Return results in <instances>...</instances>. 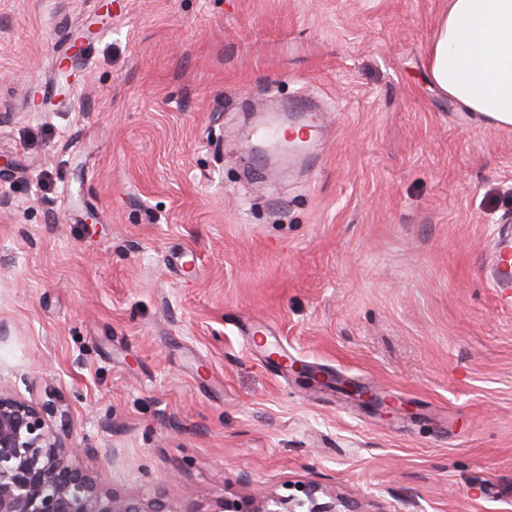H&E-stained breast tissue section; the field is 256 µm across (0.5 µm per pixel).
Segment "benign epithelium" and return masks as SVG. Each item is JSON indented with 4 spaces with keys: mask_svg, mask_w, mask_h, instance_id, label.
<instances>
[{
    "mask_svg": "<svg viewBox=\"0 0 512 512\" xmlns=\"http://www.w3.org/2000/svg\"><path fill=\"white\" fill-rule=\"evenodd\" d=\"M80 454L42 406L0 386V512H176L160 497L102 487L79 464ZM301 492L302 498L268 495L225 504L222 512H367L317 484ZM322 496L329 501H319Z\"/></svg>",
    "mask_w": 512,
    "mask_h": 512,
    "instance_id": "1",
    "label": "benign epithelium"
}]
</instances>
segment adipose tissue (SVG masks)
<instances>
[{
    "label": "adipose tissue",
    "mask_w": 512,
    "mask_h": 512,
    "mask_svg": "<svg viewBox=\"0 0 512 512\" xmlns=\"http://www.w3.org/2000/svg\"><path fill=\"white\" fill-rule=\"evenodd\" d=\"M427 56L431 82L450 100L512 128V0H448Z\"/></svg>",
    "instance_id": "obj_1"
}]
</instances>
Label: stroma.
<instances>
[{
	"label": "stroma",
	"mask_w": 512,
	"mask_h": 512,
	"mask_svg": "<svg viewBox=\"0 0 512 512\" xmlns=\"http://www.w3.org/2000/svg\"><path fill=\"white\" fill-rule=\"evenodd\" d=\"M447 6L0 0V386L103 487L512 512V130L429 82ZM300 92L311 149L258 159ZM488 269L490 284L496 289L501 304L505 307L512 305V240L498 235L491 248V258Z\"/></svg>",
	"instance_id": "obj_1"
}]
</instances>
